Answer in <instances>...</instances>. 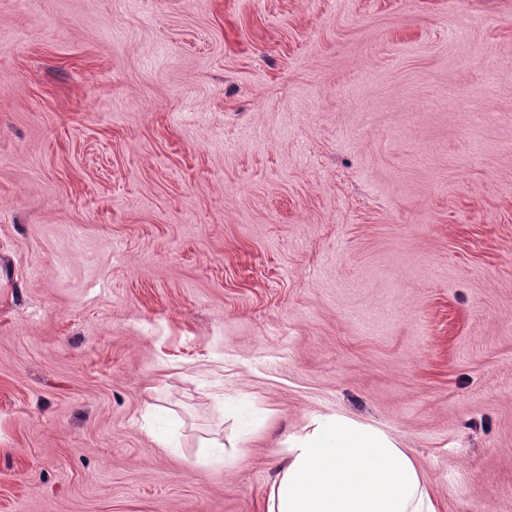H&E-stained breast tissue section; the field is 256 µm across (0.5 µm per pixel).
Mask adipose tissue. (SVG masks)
Returning <instances> with one entry per match:
<instances>
[{
    "label": "adipose tissue",
    "instance_id": "obj_1",
    "mask_svg": "<svg viewBox=\"0 0 512 512\" xmlns=\"http://www.w3.org/2000/svg\"><path fill=\"white\" fill-rule=\"evenodd\" d=\"M267 512H439L423 468L392 435L340 414L285 441Z\"/></svg>",
    "mask_w": 512,
    "mask_h": 512
}]
</instances>
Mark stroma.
<instances>
[{
	"label": "stroma",
	"instance_id": "obj_1",
	"mask_svg": "<svg viewBox=\"0 0 512 512\" xmlns=\"http://www.w3.org/2000/svg\"><path fill=\"white\" fill-rule=\"evenodd\" d=\"M332 413L512 512V0H0V512H266Z\"/></svg>",
	"mask_w": 512,
	"mask_h": 512
}]
</instances>
